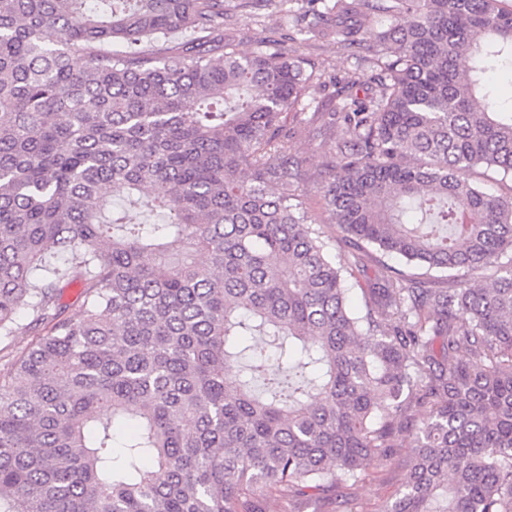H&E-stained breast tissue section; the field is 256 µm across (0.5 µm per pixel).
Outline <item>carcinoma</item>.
<instances>
[{
  "mask_svg": "<svg viewBox=\"0 0 512 512\" xmlns=\"http://www.w3.org/2000/svg\"><path fill=\"white\" fill-rule=\"evenodd\" d=\"M303 2L343 46L385 23L369 74L239 53L224 0H0V346L34 333L0 356V512H358L409 439L377 512H512V3ZM313 103L315 175L284 118ZM378 251L481 279H367ZM411 448H396L392 457L377 466L373 473L360 481L349 492L351 498L358 505L373 512L374 507L383 499L390 496L406 482L408 469L402 460L410 454ZM265 512H289L299 508L302 512H328L332 507L323 500L317 498H302L296 503L294 500L288 501V498L275 496H264Z\"/></svg>",
  "mask_w": 512,
  "mask_h": 512,
  "instance_id": "carcinoma-1",
  "label": "carcinoma"
}]
</instances>
